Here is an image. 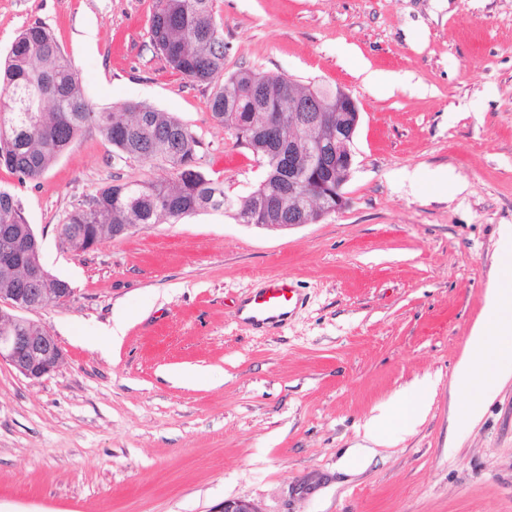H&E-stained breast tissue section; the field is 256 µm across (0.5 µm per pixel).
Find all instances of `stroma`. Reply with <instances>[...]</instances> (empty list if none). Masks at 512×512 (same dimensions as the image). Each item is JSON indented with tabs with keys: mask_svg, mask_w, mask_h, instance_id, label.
<instances>
[{
	"mask_svg": "<svg viewBox=\"0 0 512 512\" xmlns=\"http://www.w3.org/2000/svg\"><path fill=\"white\" fill-rule=\"evenodd\" d=\"M153 0H0V60L43 23L92 107L141 102L200 141L234 199L264 167L216 123L212 86L161 68ZM225 73L341 86L360 125L345 207L269 230L199 212L73 256L58 228L103 187L161 175L91 129L38 186L0 168L42 262L73 294L31 318L64 358L31 380L0 363V512H512V379L459 422L451 389L512 228V0H215ZM369 68L390 84L367 87ZM418 173L417 184L408 176ZM285 276L287 324L236 302ZM124 333L107 337L115 317ZM197 367L201 378L176 382ZM424 395L412 424L362 450L367 422Z\"/></svg>",
	"mask_w": 512,
	"mask_h": 512,
	"instance_id": "1",
	"label": "stroma"
}]
</instances>
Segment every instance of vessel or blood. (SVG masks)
Instances as JSON below:
<instances>
[{"label": "vessel or blood", "mask_w": 512, "mask_h": 512, "mask_svg": "<svg viewBox=\"0 0 512 512\" xmlns=\"http://www.w3.org/2000/svg\"><path fill=\"white\" fill-rule=\"evenodd\" d=\"M299 302V292L286 277L269 278L255 294L237 304L234 315L238 321L254 329H271L286 324Z\"/></svg>", "instance_id": "vessel-or-blood-1"}]
</instances>
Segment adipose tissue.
Listing matches in <instances>:
<instances>
[{
    "mask_svg": "<svg viewBox=\"0 0 512 512\" xmlns=\"http://www.w3.org/2000/svg\"><path fill=\"white\" fill-rule=\"evenodd\" d=\"M512 376V239L501 250L489 283L485 317L469 339V353L452 382L454 391L467 395L462 420L475 419L484 401Z\"/></svg>",
    "mask_w": 512,
    "mask_h": 512,
    "instance_id": "obj_1",
    "label": "adipose tissue"
}]
</instances>
